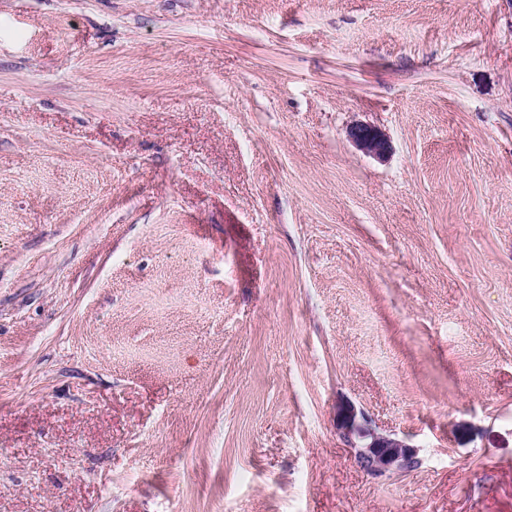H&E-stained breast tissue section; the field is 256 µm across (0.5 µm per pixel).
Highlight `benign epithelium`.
Returning a JSON list of instances; mask_svg holds the SVG:
<instances>
[{
    "label": "benign epithelium",
    "mask_w": 512,
    "mask_h": 512,
    "mask_svg": "<svg viewBox=\"0 0 512 512\" xmlns=\"http://www.w3.org/2000/svg\"><path fill=\"white\" fill-rule=\"evenodd\" d=\"M348 135L366 154L380 158L389 151L385 134L374 126L355 124ZM335 426L355 462L373 475L406 472L418 464L414 446L393 433L380 430L348 400L336 404Z\"/></svg>",
    "instance_id": "obj_1"
}]
</instances>
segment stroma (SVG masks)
Masks as SVG:
<instances>
[{
    "label": "stroma",
    "mask_w": 512,
    "mask_h": 512,
    "mask_svg": "<svg viewBox=\"0 0 512 512\" xmlns=\"http://www.w3.org/2000/svg\"><path fill=\"white\" fill-rule=\"evenodd\" d=\"M0 512H512V0H0ZM350 139L364 153L384 157L389 151V142L377 127L364 124H355L348 131ZM335 426L355 462L373 475L406 472L418 464L414 446L380 430L348 400L336 404Z\"/></svg>",
    "instance_id": "35a3bbf8"
}]
</instances>
